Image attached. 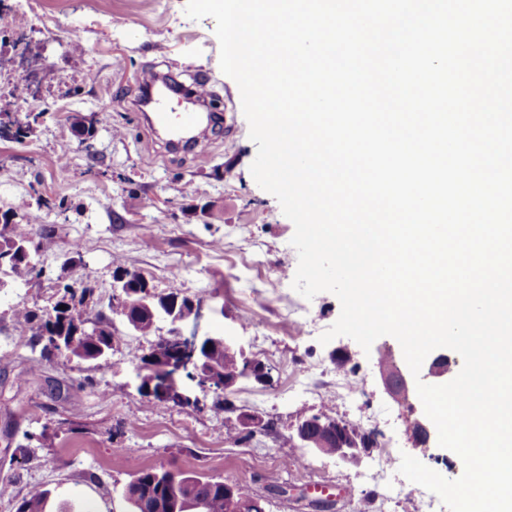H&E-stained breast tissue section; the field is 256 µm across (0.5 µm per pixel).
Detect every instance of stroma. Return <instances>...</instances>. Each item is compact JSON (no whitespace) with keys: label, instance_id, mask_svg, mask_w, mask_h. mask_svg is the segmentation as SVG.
Instances as JSON below:
<instances>
[{"label":"stroma","instance_id":"stroma-1","mask_svg":"<svg viewBox=\"0 0 512 512\" xmlns=\"http://www.w3.org/2000/svg\"><path fill=\"white\" fill-rule=\"evenodd\" d=\"M33 16L29 60L0 69V115L41 114L22 140L0 138V209L29 221L37 277L0 288V512H16L28 490H48V512H127L121 492L143 468L186 472L248 485L266 512H415L384 485L407 480L398 469L377 478L382 450L413 453L411 430L426 414L418 395H390L377 360L391 354L407 370L398 341L383 336L370 351L339 336L319 337L338 319L329 292L306 299L291 281L279 295L266 286L283 267L297 268L294 225L254 180L257 146L249 137L237 83L220 68L213 18L186 13L187 0H46ZM172 74L186 85L206 78L211 106L224 115L206 146L210 162L167 151L146 127L137 98L143 78ZM37 79L39 92L17 108L13 86ZM137 271L157 292L177 282L201 307L200 334L228 335L268 368L270 378L239 382L234 411L212 409L214 392L179 374L196 406L143 397L140 358L154 338L112 316L116 267ZM91 288L84 310L113 318L107 359L49 352L43 341L15 344L12 314L26 306L51 312L63 285ZM309 330L294 331L295 308ZM310 378V387L298 375ZM264 426L238 432V410ZM323 413L375 432L351 464L288 442L303 417Z\"/></svg>","mask_w":512,"mask_h":512}]
</instances>
